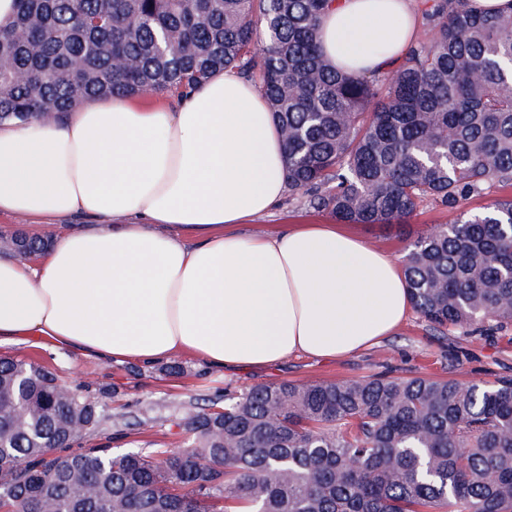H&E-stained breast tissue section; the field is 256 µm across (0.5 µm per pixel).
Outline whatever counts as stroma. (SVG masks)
Masks as SVG:
<instances>
[{
	"label": "stroma",
	"instance_id": "stroma-1",
	"mask_svg": "<svg viewBox=\"0 0 512 512\" xmlns=\"http://www.w3.org/2000/svg\"><path fill=\"white\" fill-rule=\"evenodd\" d=\"M331 221L329 214L310 208L304 195L289 192L271 214L252 220L249 229L265 233L287 224ZM0 356L55 369L66 385L89 386L99 395L113 429L125 431L113 439V453H146L185 447L182 414L192 406L210 405L228 391L239 394L271 383L334 382L381 374L450 377L462 382L512 376V327L493 338L470 336L457 329L443 335L413 312L394 336L352 356L336 361L292 356L269 368H246L232 374L208 370L188 356L180 357L181 371L173 374L165 361L152 366L103 361L34 341L1 345Z\"/></svg>",
	"mask_w": 512,
	"mask_h": 512
}]
</instances>
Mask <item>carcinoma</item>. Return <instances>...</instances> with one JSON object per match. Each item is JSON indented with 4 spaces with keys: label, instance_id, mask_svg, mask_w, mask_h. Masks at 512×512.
Returning <instances> with one entry per match:
<instances>
[{
    "label": "carcinoma",
    "instance_id": "obj_1",
    "mask_svg": "<svg viewBox=\"0 0 512 512\" xmlns=\"http://www.w3.org/2000/svg\"><path fill=\"white\" fill-rule=\"evenodd\" d=\"M0 29V122L257 73L288 189L341 224L401 227L512 185V15L431 0L432 37L381 80L334 69L330 0H18ZM46 242L14 234L19 258ZM413 308L438 332L512 325V199L409 241ZM83 432L73 433L74 426ZM184 448L112 455L98 397L0 358V508L34 512H512V376L262 385L187 410Z\"/></svg>",
    "mask_w": 512,
    "mask_h": 512
}]
</instances>
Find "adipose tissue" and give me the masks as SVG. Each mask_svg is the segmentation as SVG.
<instances>
[{"label":"adipose tissue","mask_w":512,"mask_h":512,"mask_svg":"<svg viewBox=\"0 0 512 512\" xmlns=\"http://www.w3.org/2000/svg\"><path fill=\"white\" fill-rule=\"evenodd\" d=\"M416 32L411 0H332L319 44L332 66L368 76ZM287 188L281 130L232 68L172 108L115 95L59 120L0 123V215L51 236L36 263L0 254V345L143 363L187 354L233 372L343 359L392 336L411 308L395 259L341 224L243 233ZM75 214L94 227L51 234Z\"/></svg>","instance_id":"1"}]
</instances>
